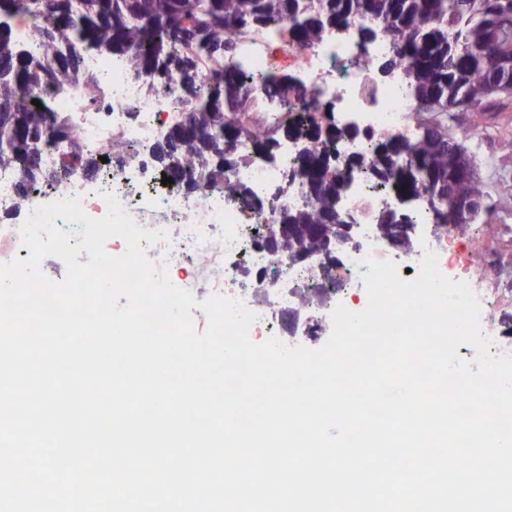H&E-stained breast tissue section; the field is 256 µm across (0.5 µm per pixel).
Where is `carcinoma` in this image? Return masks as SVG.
Segmentation results:
<instances>
[{"instance_id":"obj_1","label":"carcinoma","mask_w":512,"mask_h":512,"mask_svg":"<svg viewBox=\"0 0 512 512\" xmlns=\"http://www.w3.org/2000/svg\"><path fill=\"white\" fill-rule=\"evenodd\" d=\"M30 22L47 61L35 63L18 48L12 21ZM288 22L291 40L317 46L329 25L355 27L362 43L379 33L392 36L394 53L379 62L383 75L407 69L422 133L412 140L380 135L371 141L365 168L384 177L382 185L399 197L422 198L439 228L467 230L454 198L485 204L478 180L455 177L472 163L470 152L448 136L441 115L457 102L466 112L486 103L489 83L512 81V0H0V172L17 179L15 208L23 207L31 186L53 185L62 171L37 165L34 150L65 133L46 91L62 89L90 45L95 52L126 58L130 73L149 76L184 111L186 127L176 134L179 167L164 169L180 188L196 193L201 185L222 187L233 198L244 190L225 179V170L242 161L226 148L246 135L251 120L246 96L251 75L230 61L225 36H262ZM497 35L498 65L475 53ZM37 100L41 107L32 101ZM288 129L308 137L292 181L305 194L304 207L290 213L277 239L279 252H313L340 235V184L327 174L319 139L336 140V131L315 127L308 112H285L272 135L253 142L269 153ZM90 161L83 143L68 137L63 171Z\"/></svg>"}]
</instances>
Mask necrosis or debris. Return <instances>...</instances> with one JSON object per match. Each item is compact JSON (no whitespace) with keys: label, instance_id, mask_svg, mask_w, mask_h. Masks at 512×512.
I'll return each instance as SVG.
<instances>
[{"label":"necrosis or debris","instance_id":"necrosis-or-debris-1","mask_svg":"<svg viewBox=\"0 0 512 512\" xmlns=\"http://www.w3.org/2000/svg\"><path fill=\"white\" fill-rule=\"evenodd\" d=\"M228 40L234 61L252 75L251 95L261 108L254 136H268L288 103L318 118L327 112L336 115L341 134L323 150L341 184L338 210L352 226V240L341 246L335 267L317 261L290 264L287 254L266 249L256 232L259 225L278 223L282 209L294 210L306 202L301 190L286 181L300 163L297 145L281 142L273 156L266 157L254 152L251 138L241 140L237 152L243 161L229 169L228 178L246 194L233 202L217 188L188 194L175 186L155 187L151 147L182 114L146 79L131 77L124 58L95 54L82 58L73 86L54 95L55 110L92 157H100L103 146L115 140L140 145L142 151L123 164L86 168L66 175L55 187L33 188L20 209L14 206V177L0 174V212L8 216L0 223V262L29 257L21 227L39 205L75 197L89 217L98 219L107 212L106 195L113 194L138 226L165 233V241L148 247L146 255L174 285L191 290L199 301L215 294L240 301L256 315L249 328L253 342L273 337L294 347L315 337L329 338L337 305L352 312L366 308L368 293L361 276L368 271V261L393 262L415 277L430 250L437 255L442 275L466 282L476 295L490 353L512 355V333L498 325L499 311L512 305V225H497L488 238L468 239L463 231L439 229L424 212L412 209L408 216L415 226L414 245L407 254L392 251L377 229L379 214L398 208L399 199L374 188L354 164L367 157L372 136H412L415 112L405 71L383 77L376 68L378 60L392 54L391 39L381 34L362 44L349 31L328 34L320 45L308 48L289 39L287 26L281 24L272 35L232 34ZM274 46L288 66L284 92L264 82L273 70ZM89 86L97 91L96 101L85 96ZM289 311L298 314L290 333L281 328Z\"/></svg>","mask_w":512,"mask_h":512}]
</instances>
